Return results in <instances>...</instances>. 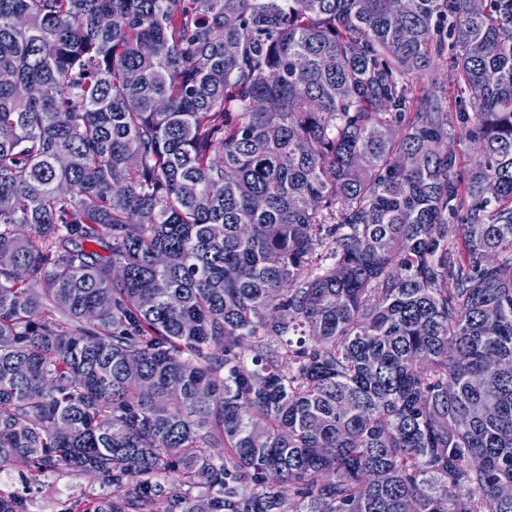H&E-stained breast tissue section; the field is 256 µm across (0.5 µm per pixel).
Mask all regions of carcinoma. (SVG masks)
I'll return each instance as SVG.
<instances>
[{"mask_svg":"<svg viewBox=\"0 0 512 512\" xmlns=\"http://www.w3.org/2000/svg\"><path fill=\"white\" fill-rule=\"evenodd\" d=\"M1 72L0 472L512 512V0H0ZM445 51L439 59L436 60L435 66L430 74L421 79L417 83V89L425 91L429 95L435 94L438 97L461 96L466 99V94H462L455 81V72L453 68V56L455 49L451 44V40L445 39ZM463 98V100H464Z\"/></svg>","mask_w":512,"mask_h":512,"instance_id":"cac0c4a2","label":"carcinoma"}]
</instances>
